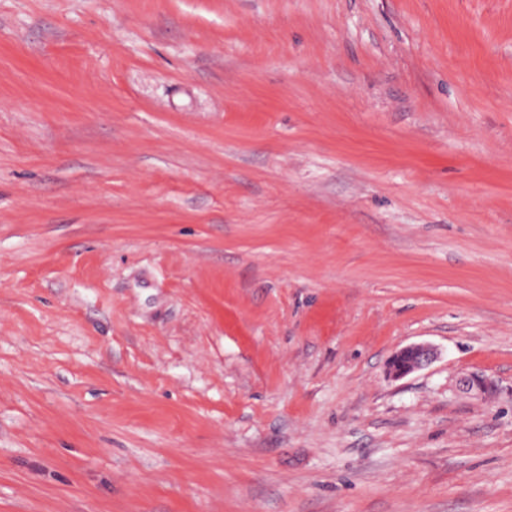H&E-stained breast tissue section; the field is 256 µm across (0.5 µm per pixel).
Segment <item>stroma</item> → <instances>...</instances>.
Masks as SVG:
<instances>
[{"label":"stroma","instance_id":"35a3bbf8","mask_svg":"<svg viewBox=\"0 0 512 512\" xmlns=\"http://www.w3.org/2000/svg\"><path fill=\"white\" fill-rule=\"evenodd\" d=\"M0 512H512V0H0ZM436 358L435 348L426 342L413 343L396 350L388 364V378L398 380L430 365Z\"/></svg>","mask_w":512,"mask_h":512}]
</instances>
